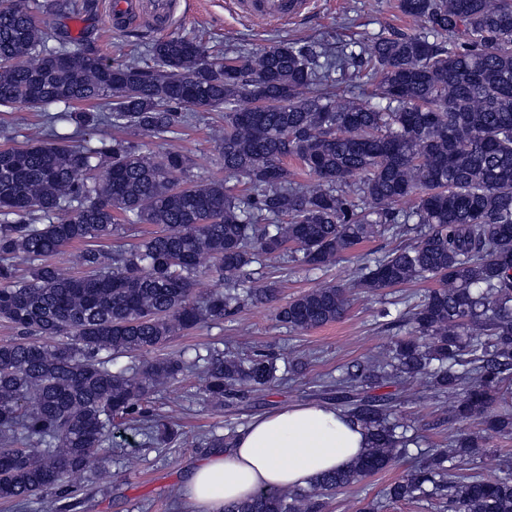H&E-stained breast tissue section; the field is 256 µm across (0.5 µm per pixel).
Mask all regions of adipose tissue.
<instances>
[{
  "label": "adipose tissue",
  "mask_w": 512,
  "mask_h": 512,
  "mask_svg": "<svg viewBox=\"0 0 512 512\" xmlns=\"http://www.w3.org/2000/svg\"><path fill=\"white\" fill-rule=\"evenodd\" d=\"M367 429L323 404H294L256 416L224 452L206 457L185 483L186 512H224L259 492L312 484L322 473L363 456Z\"/></svg>",
  "instance_id": "adipose-tissue-1"
}]
</instances>
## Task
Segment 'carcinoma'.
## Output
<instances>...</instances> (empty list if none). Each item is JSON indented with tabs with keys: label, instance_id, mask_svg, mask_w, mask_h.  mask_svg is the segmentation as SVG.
Masks as SVG:
<instances>
[{
	"label": "carcinoma",
	"instance_id": "cac0c4a2",
	"mask_svg": "<svg viewBox=\"0 0 512 512\" xmlns=\"http://www.w3.org/2000/svg\"><path fill=\"white\" fill-rule=\"evenodd\" d=\"M417 35L378 36L359 52L278 43L229 58L193 36L153 40L146 56L114 65L88 36L50 37L39 15L97 10L96 0H0V107L64 105L52 120L78 127L177 134L187 112L224 111L215 130L224 173L242 183L195 181L178 150L155 153L125 138L75 145L51 133L0 149V319L17 339L0 344V500L39 497L63 512L71 477L112 448L129 423L149 445L177 432L145 406L187 367L161 355L129 373L116 355L151 353L175 334L224 318L276 290L246 269L293 244L320 270L389 225H420L416 241L363 263L280 306L305 332L340 319L353 290L430 278L409 311L413 333L379 360L358 362L322 394L370 433L366 455L307 488L265 491L224 512H325L327 500L409 454L390 396L366 385L426 375L448 395V421L480 420L483 435L449 436L391 485L392 501L439 496L446 512H512V472L456 475L455 459L512 435V0H397ZM366 63L371 99L337 92L333 73ZM300 162L298 182L286 161ZM105 169L99 180L94 172ZM412 202L407 210L396 206ZM163 230L120 253L94 246L120 221ZM82 243L78 274L54 258ZM226 288L194 298L201 259ZM28 264L23 277L17 261ZM203 393L215 404L244 388L268 390L275 363L257 352L206 358Z\"/></svg>",
	"mask_w": 512,
	"mask_h": 512
}]
</instances>
